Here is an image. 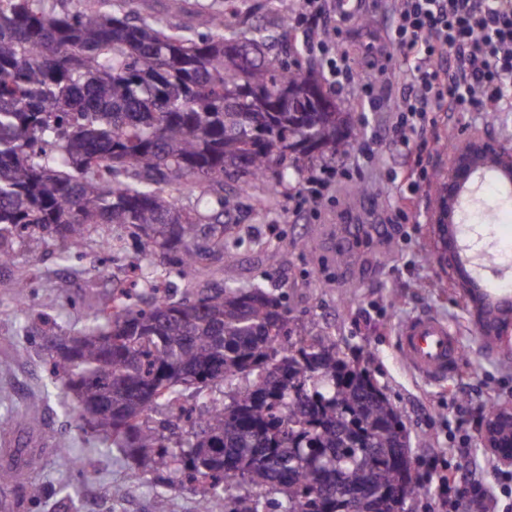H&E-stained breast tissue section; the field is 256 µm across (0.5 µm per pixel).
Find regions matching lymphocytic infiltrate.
<instances>
[{
    "instance_id": "f902f5d3",
    "label": "lymphocytic infiltrate",
    "mask_w": 512,
    "mask_h": 512,
    "mask_svg": "<svg viewBox=\"0 0 512 512\" xmlns=\"http://www.w3.org/2000/svg\"><path fill=\"white\" fill-rule=\"evenodd\" d=\"M394 22L389 43L397 51V70L360 80L350 56L333 51L326 34L330 20L354 16L352 0H303L293 25L303 28L307 51L325 62L332 82L357 85L371 111L394 112L390 128L408 174L423 165L420 150L410 145L414 133L426 134L432 112H512V0H389ZM400 83L398 97L386 89ZM466 447L435 458L431 469L438 492L428 512H489L490 506L512 512V473L486 488L476 476L460 473L452 460L469 455Z\"/></svg>"
}]
</instances>
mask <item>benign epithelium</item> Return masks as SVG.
I'll return each instance as SVG.
<instances>
[{
  "label": "benign epithelium",
  "mask_w": 512,
  "mask_h": 512,
  "mask_svg": "<svg viewBox=\"0 0 512 512\" xmlns=\"http://www.w3.org/2000/svg\"><path fill=\"white\" fill-rule=\"evenodd\" d=\"M489 161L503 169L512 168V150L495 137L480 130L466 131L457 149L448 157V169L438 184L436 204L429 214L440 243L437 261L452 271L462 270L460 247L448 237V225L453 223L454 211L461 188L473 179L482 163ZM482 330L503 336L512 328V320L490 319L482 310L475 313ZM483 447L489 449L503 467L512 466V406H501L488 413L479 424Z\"/></svg>",
  "instance_id": "1"
}]
</instances>
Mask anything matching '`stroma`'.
<instances>
[{
  "mask_svg": "<svg viewBox=\"0 0 512 512\" xmlns=\"http://www.w3.org/2000/svg\"><path fill=\"white\" fill-rule=\"evenodd\" d=\"M168 4L137 0L141 12L170 25L187 24L195 10L221 12L232 27L249 20L273 36L271 55H280L282 42H290L296 47L288 56L293 68L322 73L320 58L306 52L292 18L280 16L272 0H186L183 14L171 12ZM391 22L384 0H363L352 21L341 24L335 40L349 52L361 77L373 78L380 69L397 66V54L386 38ZM322 87L350 113L356 140L385 137L396 119L392 112L369 111L351 90L327 81ZM435 119L433 134L411 139L412 144H423L428 172L446 171L448 133L465 123L490 130L512 148V112H475L465 123L450 112L436 113ZM323 163L346 170L347 176L315 207L299 204L295 188L279 196L275 207H265L266 186L260 181L243 191L230 180L212 188L206 212L221 215L234 242L233 253L213 252L205 268L179 282V291L220 287L228 278L239 287L263 285L283 295L297 319L314 322L315 335L335 342L348 361L366 367L401 414L408 435L412 474L421 494L407 503L406 512H423L424 495L435 489L426 462L446 450L448 426L471 440L470 455L459 461L461 470L495 485L499 466L483 447L475 422L488 409L485 392H497L499 404H512V352L486 348L471 318L475 302L436 262L427 221L435 200L434 182L420 181L418 192H410L401 178L400 156L388 144L370 156L354 148ZM360 183L371 185L372 194L355 195ZM507 188L498 180L474 189L477 217L470 228L456 234L468 271L495 300H512V284L477 263L481 250L512 248V213L501 200ZM234 191L238 206L224 212V195ZM397 208L402 211L398 223L373 238V224ZM105 237L119 244L108 256L100 246ZM11 252L10 261L0 265V421L11 420L13 429L0 438V467L19 465L30 451L39 454L40 467L22 482L0 487V512H152L158 488L166 492L169 512H212L213 503L176 486L162 487L157 473L93 441L70 417L63 381L53 371L52 337L81 329L90 304L125 280L131 265L160 275L172 270V262L149 254L132 228L117 224L95 225L76 248L36 234L13 242ZM273 253L278 256L274 262L269 259ZM420 312L442 318L460 337L459 370L441 384L413 376L395 345L399 323ZM37 398L42 401V421L32 429L21 419ZM62 448L89 458L87 473L62 468Z\"/></svg>",
  "mask_w": 512,
  "mask_h": 512,
  "instance_id": "obj_1",
  "label": "stroma"
}]
</instances>
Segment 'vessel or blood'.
<instances>
[{"instance_id": "b4317fda", "label": "vessel or blood", "mask_w": 512, "mask_h": 512, "mask_svg": "<svg viewBox=\"0 0 512 512\" xmlns=\"http://www.w3.org/2000/svg\"><path fill=\"white\" fill-rule=\"evenodd\" d=\"M396 343L409 367L430 382L446 379L460 362L458 337L445 320L432 314H421L402 323Z\"/></svg>"}]
</instances>
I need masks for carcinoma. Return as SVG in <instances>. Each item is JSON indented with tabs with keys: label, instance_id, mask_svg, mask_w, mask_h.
Listing matches in <instances>:
<instances>
[{
	"label": "carcinoma",
	"instance_id": "carcinoma-1",
	"mask_svg": "<svg viewBox=\"0 0 512 512\" xmlns=\"http://www.w3.org/2000/svg\"><path fill=\"white\" fill-rule=\"evenodd\" d=\"M119 0L110 9L46 13L0 0V261L20 228L78 247L93 224H128L191 275L224 238L206 222V191L186 208L157 184L264 181L281 195L326 150L349 152L347 113L310 74L268 53L245 21L195 40ZM291 309L260 286L225 282L145 307L103 299L77 336L56 343L83 431L141 456L223 512H270L242 494L280 487L277 512H337L323 483L357 496L359 512H405L418 492L401 415L370 373L336 344L291 341ZM242 382L214 398L191 438L170 449L149 412L181 388Z\"/></svg>",
	"mask_w": 512,
	"mask_h": 512
}]
</instances>
